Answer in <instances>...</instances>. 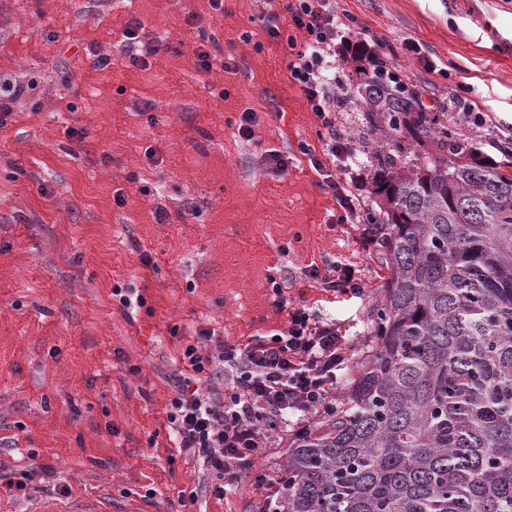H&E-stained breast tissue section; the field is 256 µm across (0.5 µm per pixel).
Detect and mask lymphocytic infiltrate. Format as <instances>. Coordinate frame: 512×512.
Instances as JSON below:
<instances>
[{
    "instance_id": "lymphocytic-infiltrate-1",
    "label": "lymphocytic infiltrate",
    "mask_w": 512,
    "mask_h": 512,
    "mask_svg": "<svg viewBox=\"0 0 512 512\" xmlns=\"http://www.w3.org/2000/svg\"><path fill=\"white\" fill-rule=\"evenodd\" d=\"M291 25L304 39L288 66L328 138L323 153L308 151V159L323 186L337 196L339 221L357 211L330 165L332 158L352 161L355 152L336 134V81L329 78V59L336 54L341 20L336 0H284ZM203 345L184 349L187 368L211 377L226 374L223 397L203 396L180 386L170 402L168 420L180 451L196 455L224 482V494L239 475L249 471L262 446V430L275 428L288 416L333 412L341 372L348 363V339L332 323L315 321L307 309L291 308L287 327L244 346L225 345L223 338L203 332Z\"/></svg>"
}]
</instances>
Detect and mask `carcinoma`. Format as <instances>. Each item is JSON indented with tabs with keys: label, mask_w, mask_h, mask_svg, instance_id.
<instances>
[{
	"label": "carcinoma",
	"mask_w": 512,
	"mask_h": 512,
	"mask_svg": "<svg viewBox=\"0 0 512 512\" xmlns=\"http://www.w3.org/2000/svg\"><path fill=\"white\" fill-rule=\"evenodd\" d=\"M384 260L371 345L336 413L295 437L276 512H512V149L355 50Z\"/></svg>",
	"instance_id": "cac0c4a2"
}]
</instances>
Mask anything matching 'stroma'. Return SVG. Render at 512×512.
<instances>
[{
    "label": "stroma",
    "instance_id": "stroma-1",
    "mask_svg": "<svg viewBox=\"0 0 512 512\" xmlns=\"http://www.w3.org/2000/svg\"><path fill=\"white\" fill-rule=\"evenodd\" d=\"M281 0H0V77L34 81L0 126V463L48 471L34 512L92 496L115 512H273L256 476L279 483L292 428L266 434L252 472L224 495L216 476L180 453L168 422L183 348L199 330L245 345L284 329L291 307L333 322L349 357L370 340L372 290L384 268L359 216L340 224L303 146L323 130L290 78ZM356 20L336 49V130L355 143L343 174L367 207L368 156L352 45L381 39L390 66L431 107H448L461 136L475 128L451 107L461 90L485 101L496 130L512 127V0H338ZM279 13L269 38L266 14ZM165 44L133 63L124 31ZM420 45L406 57L404 42ZM212 54L209 70L196 58ZM109 57L97 69V57ZM434 70H426L425 61ZM252 113L251 138L238 132ZM288 157L287 170L264 163ZM359 294L331 289L337 264ZM318 278H311V269ZM142 296L122 307L114 289Z\"/></svg>",
    "mask_w": 512,
    "mask_h": 512
}]
</instances>
